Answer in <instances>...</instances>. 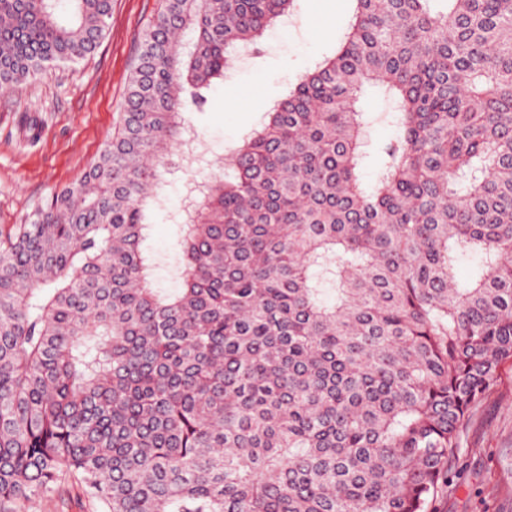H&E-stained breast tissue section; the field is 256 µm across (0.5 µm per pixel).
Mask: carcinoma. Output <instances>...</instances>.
<instances>
[{
    "mask_svg": "<svg viewBox=\"0 0 512 512\" xmlns=\"http://www.w3.org/2000/svg\"><path fill=\"white\" fill-rule=\"evenodd\" d=\"M0 0V90L99 46L112 0ZM294 0H161L75 184L0 227V505L430 512L512 360V0H356L334 55L211 174L152 286L144 208ZM396 135L363 186L359 94ZM481 263L460 280L459 260ZM61 485L62 499L32 498L21 504V512H95L94 505L83 495L77 479L63 477Z\"/></svg>",
    "mask_w": 512,
    "mask_h": 512,
    "instance_id": "carcinoma-1",
    "label": "carcinoma"
}]
</instances>
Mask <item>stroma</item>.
I'll list each match as a JSON object with an SVG mask.
<instances>
[{"instance_id":"1","label":"stroma","mask_w":512,"mask_h":512,"mask_svg":"<svg viewBox=\"0 0 512 512\" xmlns=\"http://www.w3.org/2000/svg\"><path fill=\"white\" fill-rule=\"evenodd\" d=\"M160 5L161 0H112L109 29L94 54L75 65L48 67L15 92L0 94V225L23 223L97 159L123 109L140 37ZM354 9V0H295L287 21L261 36L259 52L240 57L211 85L205 108L186 112L204 146L181 149L172 158L158 188L162 202L146 210L157 258L155 287L179 285L171 263L189 187L259 130L302 76L334 54ZM359 105L370 121V157L362 169L369 186L395 129L379 90L366 89ZM461 438L450 461L457 490L435 501L433 512H512V360L500 365L496 385L464 421ZM61 485V497L30 499L21 512H95L77 479L63 477Z\"/></svg>"}]
</instances>
